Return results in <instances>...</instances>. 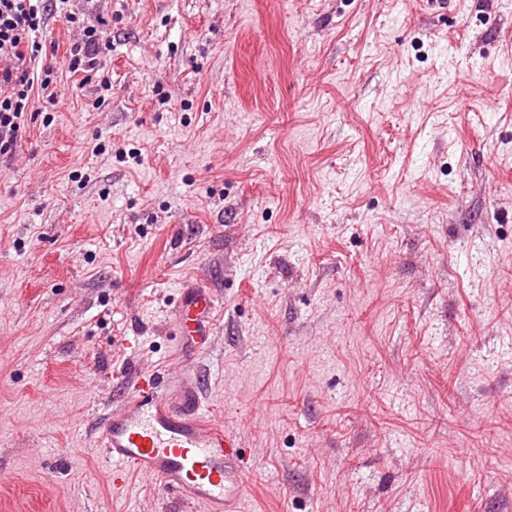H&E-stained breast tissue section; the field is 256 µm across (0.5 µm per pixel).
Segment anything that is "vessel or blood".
<instances>
[{"instance_id": "vessel-or-blood-1", "label": "vessel or blood", "mask_w": 512, "mask_h": 512, "mask_svg": "<svg viewBox=\"0 0 512 512\" xmlns=\"http://www.w3.org/2000/svg\"><path fill=\"white\" fill-rule=\"evenodd\" d=\"M215 308L210 290H186L175 312L176 323L189 333L182 357L195 359L207 350ZM206 412L197 371L175 378L143 374L131 397L106 415L96 432V443L112 464L113 482L130 474L146 476L197 512H242L247 461L240 435L206 422Z\"/></svg>"}]
</instances>
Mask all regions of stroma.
I'll return each mask as SVG.
<instances>
[{
	"mask_svg": "<svg viewBox=\"0 0 512 512\" xmlns=\"http://www.w3.org/2000/svg\"><path fill=\"white\" fill-rule=\"evenodd\" d=\"M67 8L112 49L0 159V512H196L94 432L187 367L244 512H512V0ZM214 294L206 288H186L185 296L175 312L176 323L188 329L189 341L180 352L184 358L197 359L209 347L213 335Z\"/></svg>",
	"mask_w": 512,
	"mask_h": 512,
	"instance_id": "obj_1",
	"label": "stroma"
}]
</instances>
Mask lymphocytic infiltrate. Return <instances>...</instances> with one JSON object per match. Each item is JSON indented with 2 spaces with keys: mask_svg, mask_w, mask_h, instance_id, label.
I'll return each mask as SVG.
<instances>
[{
  "mask_svg": "<svg viewBox=\"0 0 512 512\" xmlns=\"http://www.w3.org/2000/svg\"><path fill=\"white\" fill-rule=\"evenodd\" d=\"M66 0H0V157L11 158L22 145L27 116L36 97L54 98V71L42 65L39 35L49 15ZM63 57L70 73L99 71L110 45L103 30L81 27Z\"/></svg>",
  "mask_w": 512,
  "mask_h": 512,
  "instance_id": "1",
  "label": "lymphocytic infiltrate"
}]
</instances>
